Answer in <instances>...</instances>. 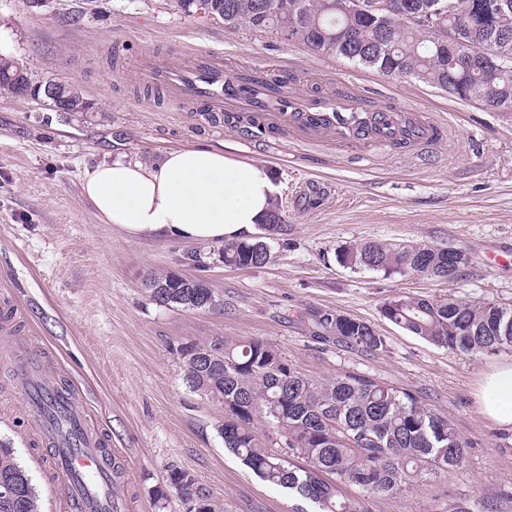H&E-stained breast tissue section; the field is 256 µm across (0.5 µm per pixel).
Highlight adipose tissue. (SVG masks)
Here are the masks:
<instances>
[{
  "label": "adipose tissue",
  "instance_id": "adipose-tissue-1",
  "mask_svg": "<svg viewBox=\"0 0 512 512\" xmlns=\"http://www.w3.org/2000/svg\"><path fill=\"white\" fill-rule=\"evenodd\" d=\"M274 184L261 166L207 147L157 162H115L87 171L82 193L103 223L128 235L224 244L251 235L270 215ZM481 416L512 431V361L491 366L474 393Z\"/></svg>",
  "mask_w": 512,
  "mask_h": 512
}]
</instances>
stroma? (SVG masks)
Masks as SVG:
<instances>
[{"instance_id": "1", "label": "stroma", "mask_w": 512, "mask_h": 512, "mask_svg": "<svg viewBox=\"0 0 512 512\" xmlns=\"http://www.w3.org/2000/svg\"><path fill=\"white\" fill-rule=\"evenodd\" d=\"M194 46L287 75L306 98L356 100L367 110L413 108L448 133L438 144L390 155H351L298 143L279 132L245 143L234 128L212 131L194 113L142 84L139 61ZM0 54L33 82L63 80L93 104L57 112L32 97L0 95V442L14 448L42 503L60 512L48 463L34 442L35 418L5 359L14 340L45 350L50 372L79 389L93 424L118 452L128 512H188L170 470L186 471L224 512H314L311 502L271 487L229 453L217 427L222 406L192 392L174 348L223 336L260 339L315 380L354 372L406 389L448 418L469 443L462 466L371 503V512H512V432L477 412L481 375L512 351L455 354L382 315L396 294L494 302L512 308V109L490 110L413 78L392 79L342 57H323L271 33L225 29L186 14L174 0H0ZM190 146L266 167L281 221L268 236L271 260L236 269L216 245L134 238L100 221L85 201L86 170L115 161L151 162ZM364 242L426 244L465 251L450 281L353 270L338 252ZM171 272L205 280L216 306L164 307L145 279ZM373 325L383 352L365 355L317 342L314 311Z\"/></svg>"}]
</instances>
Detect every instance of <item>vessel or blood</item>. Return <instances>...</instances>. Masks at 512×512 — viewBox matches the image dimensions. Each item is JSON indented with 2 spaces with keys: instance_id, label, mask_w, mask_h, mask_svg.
Wrapping results in <instances>:
<instances>
[{
  "instance_id": "obj_1",
  "label": "vessel or blood",
  "mask_w": 512,
  "mask_h": 512,
  "mask_svg": "<svg viewBox=\"0 0 512 512\" xmlns=\"http://www.w3.org/2000/svg\"><path fill=\"white\" fill-rule=\"evenodd\" d=\"M141 71L147 86L171 103L190 107L210 120L214 130L230 125L254 142L285 129L299 142L329 143L354 155L373 146L394 154L437 144L446 133L443 124L422 112L367 114L355 105L299 99L289 109L275 105L276 97L288 93L286 77L259 69L249 87H242L223 53L207 47L191 50L175 65L143 60ZM9 361L17 379L63 412L59 422L42 417L38 424L46 457L59 476L65 512H120L112 451L90 424L78 390L57 388L48 375L47 354L24 341L14 342Z\"/></svg>"
}]
</instances>
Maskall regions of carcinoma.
<instances>
[{"mask_svg":"<svg viewBox=\"0 0 512 512\" xmlns=\"http://www.w3.org/2000/svg\"><path fill=\"white\" fill-rule=\"evenodd\" d=\"M357 0H177L220 19L230 29L272 32L324 56H342L386 77H412L491 110L512 108V63L502 66L494 32L512 33L511 8L462 37L479 58H457L445 46L423 38L418 22L381 33L378 21L356 9ZM31 82L26 69L0 55V94L18 97ZM219 257L238 269L267 263V242L256 237L224 244ZM352 269L387 275L417 274L451 279L448 251L428 245L387 246L374 242L338 253ZM150 299L160 306L206 309L215 305L207 283L185 281L169 272L148 278ZM392 324L431 344L466 355L512 349V308L485 301L430 300L394 295L382 305ZM313 337L370 355L386 349L385 337L369 323L347 315L315 312ZM184 381L224 405L218 426L224 448L266 484L286 489L316 506L315 512H371L376 499L396 495L425 476L447 474L463 464L468 442L453 424L415 394L356 373L315 381L297 371L268 343H233L222 336L178 344ZM210 357L198 364L192 354ZM280 446L273 452L258 438L256 426ZM10 478L22 504L20 512H42L40 497L15 450L0 444V478ZM171 485L196 508L224 512L199 490L185 471L173 470ZM359 495L343 496L344 486Z\"/></svg>","mask_w":512,"mask_h":512,"instance_id":"carcinoma-1","label":"carcinoma"}]
</instances>
